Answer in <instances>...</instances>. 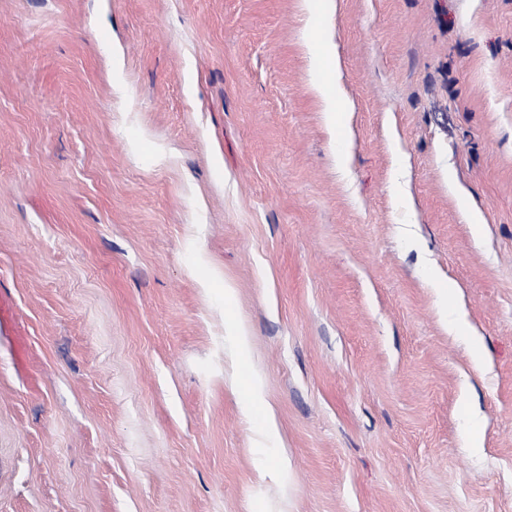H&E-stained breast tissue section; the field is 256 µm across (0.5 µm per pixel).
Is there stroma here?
<instances>
[{"instance_id":"35a3bbf8","label":"stroma","mask_w":512,"mask_h":512,"mask_svg":"<svg viewBox=\"0 0 512 512\" xmlns=\"http://www.w3.org/2000/svg\"><path fill=\"white\" fill-rule=\"evenodd\" d=\"M0 294V512H512V0H0ZM313 58L312 86L329 122L345 126L354 112L353 102L344 94L339 56L327 40H317L310 47ZM457 296L458 289L451 283L448 282V289L441 288L440 297L442 300V309L446 314L448 313V307L454 309V316L449 321L448 330L450 333L461 335L466 333L468 325L463 315L455 309ZM242 406L249 419L258 418L260 420L258 427L262 431L271 433L275 430L273 412L256 385H250L249 390L246 387Z\"/></svg>"}]
</instances>
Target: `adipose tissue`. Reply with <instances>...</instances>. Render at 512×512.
Wrapping results in <instances>:
<instances>
[{
    "instance_id": "adipose-tissue-1",
    "label": "adipose tissue",
    "mask_w": 512,
    "mask_h": 512,
    "mask_svg": "<svg viewBox=\"0 0 512 512\" xmlns=\"http://www.w3.org/2000/svg\"><path fill=\"white\" fill-rule=\"evenodd\" d=\"M313 58L312 86L329 122L345 125L354 110L342 87V67L337 52L328 41H316L310 49Z\"/></svg>"
}]
</instances>
